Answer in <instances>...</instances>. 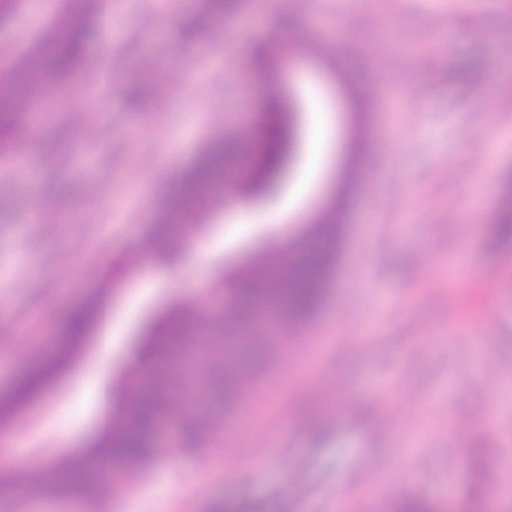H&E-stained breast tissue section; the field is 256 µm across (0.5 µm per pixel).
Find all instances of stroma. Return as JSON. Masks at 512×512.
Masks as SVG:
<instances>
[{"label":"stroma","mask_w":512,"mask_h":512,"mask_svg":"<svg viewBox=\"0 0 512 512\" xmlns=\"http://www.w3.org/2000/svg\"><path fill=\"white\" fill-rule=\"evenodd\" d=\"M243 0L223 37L184 39L196 0H112L113 65L90 45L65 93L51 96L16 152L0 153V391L53 350L70 308L108 287L112 371L138 349L145 312L194 299L268 240H292L345 199L344 239L330 294L306 341L275 352L252 395L229 411L248 427L204 450L161 445L107 492L112 512H212L241 500L265 512H385L419 496L457 512L482 490L475 447L457 421L478 425L486 467L512 512V245L494 236L512 172V0ZM54 0H26L7 36L34 38ZM277 38L293 69L248 68ZM436 58L428 68L425 56ZM473 70L458 77L461 62ZM166 80L164 94L152 85ZM149 89L141 103L126 90ZM276 85L293 102L299 152L280 192L207 211L175 266L147 246L169 183L227 128L236 107L258 113ZM108 97L95 127L83 121ZM295 209L271 225L242 213ZM96 336L87 334L43 393L0 425L8 471L44 477L59 453L93 438ZM0 512H102L95 500L0 492Z\"/></svg>","instance_id":"1"}]
</instances>
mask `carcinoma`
<instances>
[{"instance_id":"1","label":"carcinoma","mask_w":512,"mask_h":512,"mask_svg":"<svg viewBox=\"0 0 512 512\" xmlns=\"http://www.w3.org/2000/svg\"><path fill=\"white\" fill-rule=\"evenodd\" d=\"M23 0H0V25H8ZM238 0H202L190 25L201 31L220 29L236 13ZM80 18L69 0H59L54 14L21 51L9 54L10 66L0 71V148L7 151L35 125L37 115L25 111L53 89L62 88L82 67L89 42L99 31L102 0H80ZM285 54L255 48L253 69L266 75ZM266 146L261 158L240 171L231 191L240 195L272 186L293 149V129L272 100L257 114ZM237 143L219 135L196 164L174 183L164 207L149 225L152 254L170 259L180 243L201 225L193 212L224 202V168L235 163ZM499 235L512 241V179L505 183V200L498 220ZM344 236L340 207L332 204L294 240L273 243L252 254L218 280L214 290L224 295V307L207 312L190 301L176 304L153 330L139 361L127 368L122 388L132 401H112L106 411L105 444L81 454L64 453L50 480H20L4 474L0 480L21 487L29 496L46 489L73 498L103 497L107 480L117 482L132 465L150 462L157 452L159 424H175L178 437L203 443L214 429L213 405L228 409L252 387L255 374L270 354L276 332L298 336L328 295L331 273ZM103 298L93 294L67 316L53 354L33 363L19 381L0 394V422L6 423L21 404L40 391L67 360L81 336L101 317ZM246 353L229 357L224 343ZM392 512H435L422 498L394 503Z\"/></svg>"}]
</instances>
